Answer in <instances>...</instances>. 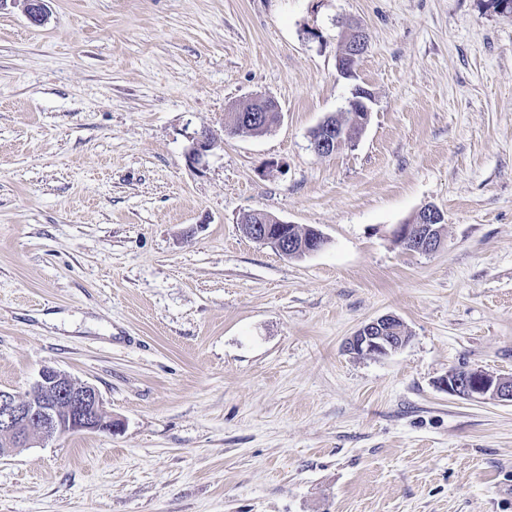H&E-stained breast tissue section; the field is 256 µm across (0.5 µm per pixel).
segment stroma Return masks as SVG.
<instances>
[{
    "mask_svg": "<svg viewBox=\"0 0 512 512\" xmlns=\"http://www.w3.org/2000/svg\"><path fill=\"white\" fill-rule=\"evenodd\" d=\"M0 12V388L95 386L112 431L0 458V512H512V13L486 0H49ZM368 46L336 70L344 22ZM371 121L311 130L354 86ZM263 96L281 119L202 129ZM444 214L431 254L394 231ZM261 210L326 243L287 259ZM410 340L352 354L364 323ZM46 0H1L0 11L8 6L20 5L30 24L43 26L48 21L49 13ZM372 102L369 89L356 88L344 111L326 116L313 129L310 137L313 150L328 156L358 140L370 121ZM409 340L402 321L393 315H385L362 325L347 344L356 354L386 356L404 347ZM439 385L448 394L463 399L512 403V377L493 375L468 365L449 370Z\"/></svg>",
    "mask_w": 512,
    "mask_h": 512,
    "instance_id": "1",
    "label": "stroma"
}]
</instances>
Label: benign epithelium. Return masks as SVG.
Segmentation results:
<instances>
[{
  "label": "benign epithelium",
  "mask_w": 512,
  "mask_h": 512,
  "mask_svg": "<svg viewBox=\"0 0 512 512\" xmlns=\"http://www.w3.org/2000/svg\"><path fill=\"white\" fill-rule=\"evenodd\" d=\"M21 6L30 24L43 26L49 13L46 0H0V10ZM368 36L363 27L351 25L341 42L336 66L347 78L354 76L355 64L366 51ZM372 92L358 87L339 114L326 116L311 132L313 150L328 156L355 142L365 131L371 116ZM280 117L278 105L269 98L256 97L228 113L224 131L240 133V128L272 127ZM221 137L211 129L197 134L192 158L203 157L220 143ZM443 214L435 206L420 209L412 219L395 231L396 241L410 251L430 254L443 239ZM244 233L251 239L273 247L282 256L300 259L320 251L325 238L319 230L292 235L296 225L261 211H251L242 219ZM410 340L402 321L385 315L362 325L348 340V349L356 354L386 356ZM440 387L452 396L468 400L512 403V377L497 376L478 368L456 367L440 381ZM112 420L102 409L98 390L79 383L52 367L43 369L31 391L19 395L0 388V457L7 456L30 444L32 438H51L73 431L96 432L112 430Z\"/></svg>",
  "instance_id": "7a95c632"
}]
</instances>
